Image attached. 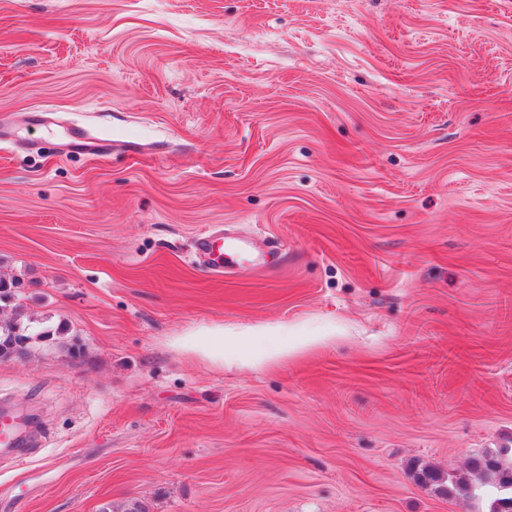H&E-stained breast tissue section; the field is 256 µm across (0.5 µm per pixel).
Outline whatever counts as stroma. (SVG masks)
Listing matches in <instances>:
<instances>
[{"label": "stroma", "mask_w": 512, "mask_h": 512, "mask_svg": "<svg viewBox=\"0 0 512 512\" xmlns=\"http://www.w3.org/2000/svg\"><path fill=\"white\" fill-rule=\"evenodd\" d=\"M0 278V512H488L414 473L512 448V0H0ZM68 132L70 145L88 153L110 146L112 142V139L107 136L95 133L81 125L70 126ZM197 253L207 258L210 269L225 275L242 269L255 270L261 264L254 258L247 240L225 234H209L198 239ZM23 316V309L20 304H17L13 308L12 317L5 322H0V358L26 357L29 348L28 342L34 337L26 334L27 328L23 326ZM18 343H23V346L17 353L14 346Z\"/></svg>", "instance_id": "stroma-1"}]
</instances>
